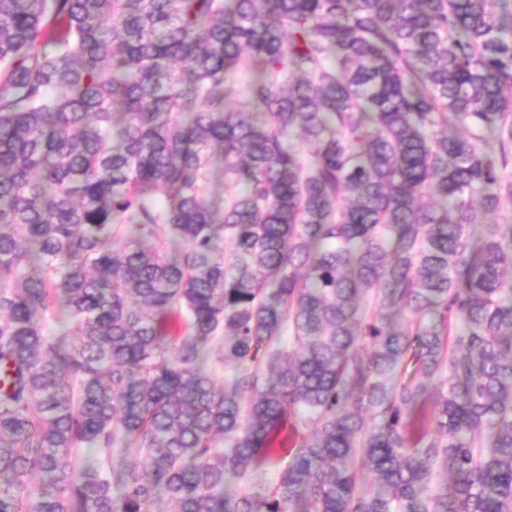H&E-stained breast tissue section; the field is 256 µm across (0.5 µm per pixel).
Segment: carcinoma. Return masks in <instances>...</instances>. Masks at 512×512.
<instances>
[{
	"mask_svg": "<svg viewBox=\"0 0 512 512\" xmlns=\"http://www.w3.org/2000/svg\"><path fill=\"white\" fill-rule=\"evenodd\" d=\"M511 165L512 0H0V512H512Z\"/></svg>",
	"mask_w": 512,
	"mask_h": 512,
	"instance_id": "cac0c4a2",
	"label": "carcinoma"
}]
</instances>
